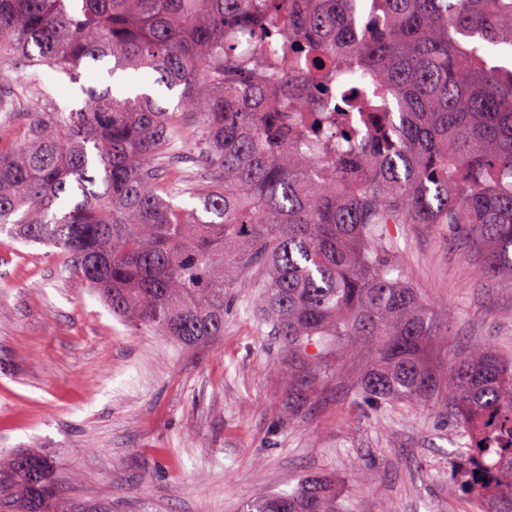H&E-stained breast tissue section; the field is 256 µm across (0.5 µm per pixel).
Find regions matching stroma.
<instances>
[{
  "label": "stroma",
  "mask_w": 512,
  "mask_h": 512,
  "mask_svg": "<svg viewBox=\"0 0 512 512\" xmlns=\"http://www.w3.org/2000/svg\"><path fill=\"white\" fill-rule=\"evenodd\" d=\"M387 236L434 302L449 348L512 354V288H492L444 224ZM260 273L233 289L224 334L194 349L112 317L57 249L0 233V460L37 449L61 492L112 512H242L303 475L336 481L343 512H472L452 471L465 439L427 404L355 403L365 354L334 362L288 410V365L257 302Z\"/></svg>",
  "instance_id": "stroma-1"
}]
</instances>
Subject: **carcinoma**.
<instances>
[{
    "label": "carcinoma",
    "instance_id": "obj_1",
    "mask_svg": "<svg viewBox=\"0 0 512 512\" xmlns=\"http://www.w3.org/2000/svg\"><path fill=\"white\" fill-rule=\"evenodd\" d=\"M512 0H0L6 71L30 69L22 139L0 150V233L56 247L112 316L192 349L224 333V297L254 268L288 363V410L331 354L365 351L356 402H430L469 436L475 512H512V357L425 350L448 323L404 277L385 224H446L491 287L512 288ZM180 90L82 86V71ZM363 113L366 130L352 120ZM195 144L200 169L179 165ZM305 477L245 512H337ZM0 512H90L50 460L0 467ZM87 76V74H83L80 83H84V80L87 78ZM80 83H71L67 77L61 76L59 79L54 81L52 94L61 104L72 103L73 106L80 107L84 97L81 95L79 90Z\"/></svg>",
    "mask_w": 512,
    "mask_h": 512
}]
</instances>
